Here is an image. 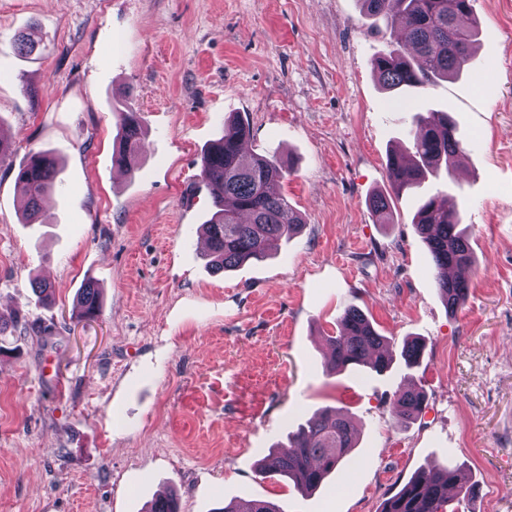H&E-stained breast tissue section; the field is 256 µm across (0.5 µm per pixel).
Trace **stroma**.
<instances>
[{
    "label": "stroma",
    "instance_id": "stroma-1",
    "mask_svg": "<svg viewBox=\"0 0 512 512\" xmlns=\"http://www.w3.org/2000/svg\"><path fill=\"white\" fill-rule=\"evenodd\" d=\"M476 56L460 79L392 93L372 59L384 20L360 0H0V512H181L236 499L283 512H381L419 470L457 468L478 512H512V0H475ZM35 33L41 50L18 52ZM132 95L145 130L117 169L112 108ZM451 113L466 153L454 198L475 265L449 313L417 233L415 199L388 223L389 153L411 117ZM304 225L261 261L218 274L200 226L204 151L230 115ZM60 160L26 223L15 173ZM101 289L93 319L76 298ZM50 286L40 300L37 282ZM350 307L390 340L391 369L329 373L327 339ZM425 345L405 369V339ZM424 390L398 423L394 392ZM353 416L356 448L304 495L257 461L313 413Z\"/></svg>",
    "mask_w": 512,
    "mask_h": 512
}]
</instances>
